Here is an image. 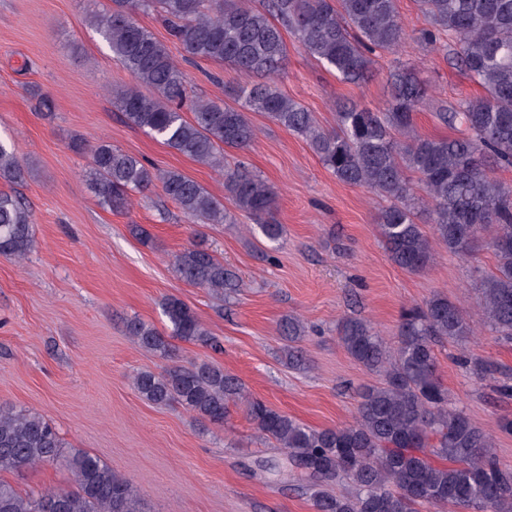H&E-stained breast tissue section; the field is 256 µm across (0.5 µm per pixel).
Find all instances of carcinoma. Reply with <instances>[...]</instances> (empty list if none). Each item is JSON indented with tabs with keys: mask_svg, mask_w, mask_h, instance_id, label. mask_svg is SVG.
Returning <instances> with one entry per match:
<instances>
[{
	"mask_svg": "<svg viewBox=\"0 0 512 512\" xmlns=\"http://www.w3.org/2000/svg\"><path fill=\"white\" fill-rule=\"evenodd\" d=\"M436 43L446 32L458 40L456 61L483 90L455 106H440L438 121L465 127L466 135H422L415 116L427 96L411 67L389 73L384 107L354 102L336 112V126L324 129L313 113L284 95L272 77L288 56L284 33L310 56L348 83L374 76V57L392 52L406 39L396 0H110L87 18L114 58L134 80L112 89V104L124 120L194 161L224 173V191L235 208L251 218L262 236L280 241L283 225L273 216L276 193L265 180L238 166L224 165V150H244L256 137L248 116L259 112L303 137L338 181L387 199L377 223L391 261L410 273L433 262V252L415 209L423 204L427 223L448 251L469 257L482 235L496 257L495 271L481 282L482 317L493 333L512 339V186L495 171L512 168V0H418ZM155 12L183 57L224 62L245 81L227 91L234 101L189 98L188 77L167 45L139 24L140 12ZM190 116H185L183 107ZM92 157L90 181L100 204L129 208L133 197L159 187L192 224L231 221L224 203L175 169L161 170L106 141L72 142ZM27 169L15 147L0 142V179L17 183ZM425 194L421 200L417 191ZM32 212L10 192L0 191V255L22 260L35 248ZM180 278L227 299L241 284L214 250L193 242L174 255ZM163 311L169 336L154 325L130 319L125 328L140 347L170 358L168 337L221 350L197 315L176 297ZM288 364L307 359L300 348L302 320L285 316ZM473 333L467 317L442 292L401 313L395 343L371 324L347 317L338 327L346 352L382 376L366 387L351 422L313 429L261 400L248 403L256 431L275 441L285 457L261 470L286 475L296 470L309 483L314 512H512V467L495 456L490 434L451 405L437 373L436 343L464 342ZM134 390L156 406L177 403L217 425L229 406L246 398L243 383L209 360L143 370ZM60 463L73 476L71 489L19 493L0 480V512H144L133 484L97 456L82 449L63 451V441L43 416L25 408H0V473ZM350 483L354 492L332 494L328 487Z\"/></svg>",
	"mask_w": 512,
	"mask_h": 512,
	"instance_id": "carcinoma-1",
	"label": "carcinoma"
}]
</instances>
